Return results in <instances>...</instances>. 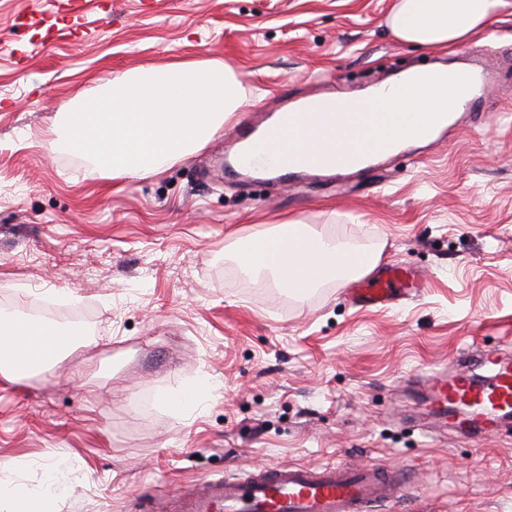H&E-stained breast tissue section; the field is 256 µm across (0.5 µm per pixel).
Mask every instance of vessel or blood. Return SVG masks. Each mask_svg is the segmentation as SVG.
Returning <instances> with one entry per match:
<instances>
[{
    "label": "vessel or blood",
    "instance_id": "1",
    "mask_svg": "<svg viewBox=\"0 0 512 512\" xmlns=\"http://www.w3.org/2000/svg\"><path fill=\"white\" fill-rule=\"evenodd\" d=\"M458 78L467 93L457 100V108L467 109L480 102L483 79L470 70L460 72ZM333 120L363 132L380 124L376 113L363 111L361 106L328 101L311 105L306 112H282L276 127L243 128L239 138L250 147L246 154L234 155L228 166L244 172L274 170L279 179L288 181L305 177L307 153L281 146L277 132ZM388 148L384 140H367L340 157L326 158L325 163L340 172L358 170ZM421 279L417 272L388 264L378 276L362 280L351 296L362 306H387L404 298L410 285ZM459 360L466 364V371L452 376L428 371L420 374L417 382L438 418H445L451 408H465L467 417L458 428L475 440L497 430L512 412V351L482 346L462 353ZM400 489L397 477L376 465L353 468L338 464L323 469L272 466L243 479L225 477L201 484L184 512H374L376 506L396 501Z\"/></svg>",
    "mask_w": 512,
    "mask_h": 512
}]
</instances>
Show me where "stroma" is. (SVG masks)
Here are the masks:
<instances>
[{"label":"stroma","mask_w":512,"mask_h":512,"mask_svg":"<svg viewBox=\"0 0 512 512\" xmlns=\"http://www.w3.org/2000/svg\"><path fill=\"white\" fill-rule=\"evenodd\" d=\"M396 0H0V314L54 310L83 342L0 379V512L68 466L56 512H176L205 480L264 464L409 475L385 512H512V428L472 440L405 380L512 342V4L445 51L396 41ZM217 59L247 96L202 149L147 178L91 179L65 145L78 92L135 67ZM437 63L486 99L435 143L295 184L228 174L241 122L281 96L352 93ZM287 221L418 269L386 308L329 279L301 294L242 266ZM209 382L177 414L180 384Z\"/></svg>","instance_id":"stroma-1"}]
</instances>
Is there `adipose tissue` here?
<instances>
[{
    "instance_id": "1",
    "label": "adipose tissue",
    "mask_w": 512,
    "mask_h": 512,
    "mask_svg": "<svg viewBox=\"0 0 512 512\" xmlns=\"http://www.w3.org/2000/svg\"><path fill=\"white\" fill-rule=\"evenodd\" d=\"M505 0H397L389 17L392 36L399 42L441 49L462 42L493 21ZM402 88L384 95L382 88L353 96V103L372 105L386 113L387 123L374 129L376 137L398 133L407 140H421L437 115H449L450 103L464 87L452 68H417L400 78ZM290 142L311 153L341 149L357 141L356 131H319L305 127L289 133ZM240 261L253 270L275 273L289 292L301 293L333 276L342 280L370 271L375 254L356 252L347 245L306 233L264 237L246 241ZM51 324L28 318H0V376L13 381L31 374L74 341Z\"/></svg>"
}]
</instances>
